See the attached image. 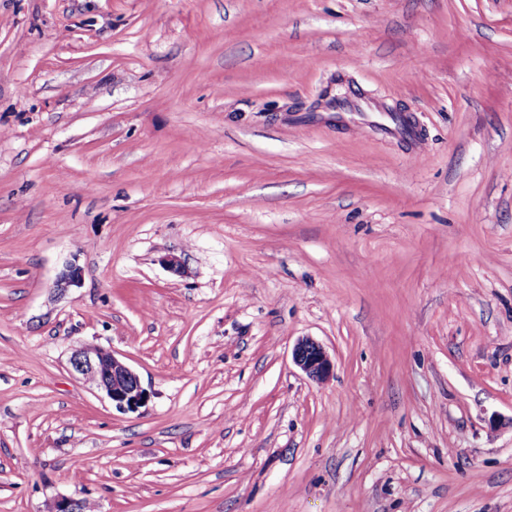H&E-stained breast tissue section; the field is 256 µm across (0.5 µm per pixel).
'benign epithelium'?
Listing matches in <instances>:
<instances>
[{"mask_svg": "<svg viewBox=\"0 0 512 512\" xmlns=\"http://www.w3.org/2000/svg\"><path fill=\"white\" fill-rule=\"evenodd\" d=\"M292 358L308 377L316 381L326 380L333 369L325 349L309 339L296 343ZM70 364L88 384L104 393L118 410L135 412L145 404L147 394L139 376L113 351L99 346H84L74 351Z\"/></svg>", "mask_w": 512, "mask_h": 512, "instance_id": "1", "label": "benign epithelium"}]
</instances>
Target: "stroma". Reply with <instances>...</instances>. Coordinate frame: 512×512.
<instances>
[{
  "label": "stroma",
  "mask_w": 512,
  "mask_h": 512,
  "mask_svg": "<svg viewBox=\"0 0 512 512\" xmlns=\"http://www.w3.org/2000/svg\"><path fill=\"white\" fill-rule=\"evenodd\" d=\"M61 497L512 512V0H0V512ZM293 362L311 379L326 380L333 369V363L325 349L309 339L299 340L293 348ZM70 364L88 384L104 393L118 410L135 412L145 404L147 394L139 376L112 350L84 346L74 351Z\"/></svg>",
  "instance_id": "obj_1"
}]
</instances>
